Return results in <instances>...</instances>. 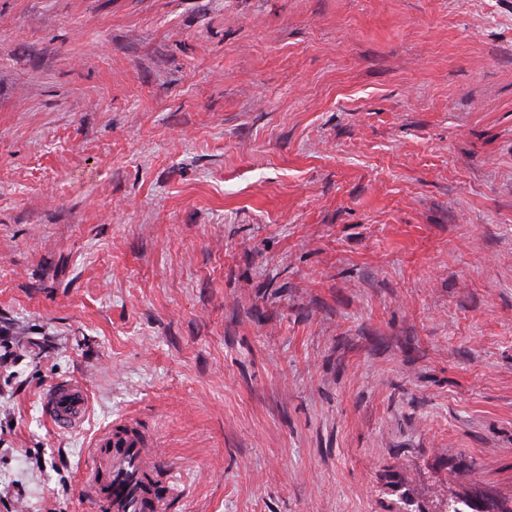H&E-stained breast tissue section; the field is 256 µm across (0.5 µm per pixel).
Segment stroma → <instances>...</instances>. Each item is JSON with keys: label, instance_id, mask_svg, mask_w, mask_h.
I'll use <instances>...</instances> for the list:
<instances>
[{"label": "stroma", "instance_id": "35a3bbf8", "mask_svg": "<svg viewBox=\"0 0 512 512\" xmlns=\"http://www.w3.org/2000/svg\"><path fill=\"white\" fill-rule=\"evenodd\" d=\"M127 414L171 512L512 499V0H0V512ZM89 406V393L83 382L66 380L53 383L42 397V411L58 430L80 427Z\"/></svg>", "mask_w": 512, "mask_h": 512}]
</instances>
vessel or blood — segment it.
I'll return each instance as SVG.
<instances>
[{
    "label": "vessel or blood",
    "instance_id": "vessel-or-blood-1",
    "mask_svg": "<svg viewBox=\"0 0 512 512\" xmlns=\"http://www.w3.org/2000/svg\"><path fill=\"white\" fill-rule=\"evenodd\" d=\"M89 406L83 382L53 383L42 397V411L57 429L80 427ZM160 455L132 417L114 420L92 441L81 475L83 492L96 512H169L180 490L160 482Z\"/></svg>",
    "mask_w": 512,
    "mask_h": 512
}]
</instances>
